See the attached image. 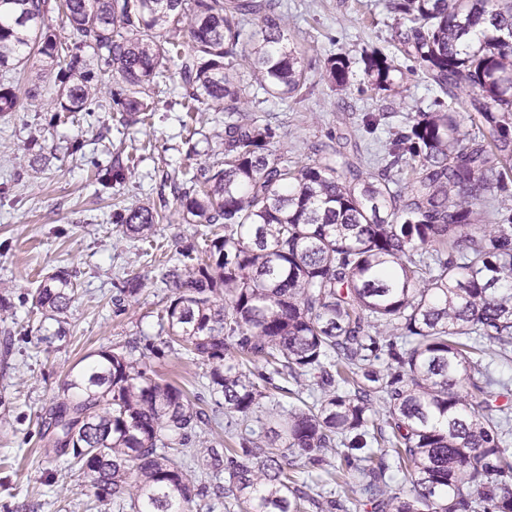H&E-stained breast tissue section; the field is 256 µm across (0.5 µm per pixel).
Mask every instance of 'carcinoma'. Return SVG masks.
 <instances>
[{
    "mask_svg": "<svg viewBox=\"0 0 512 512\" xmlns=\"http://www.w3.org/2000/svg\"><path fill=\"white\" fill-rule=\"evenodd\" d=\"M68 37L47 22V0H0V114L23 108L14 86L30 53L59 65L58 107L102 102L144 123L169 66L180 105L220 131L219 157L171 185L203 246L179 252L161 344L209 367L211 394L258 428L224 454L215 496L237 512H512V407L484 362L512 364V0H388L394 50L366 44L359 61L373 89L394 85L396 60L435 94L388 128L377 171L358 145L323 144L301 165L272 147L267 118L245 105L259 93L310 94L304 50L289 40L280 0H63ZM246 62L250 78L240 70ZM115 87L93 82L92 64ZM333 53L327 79L349 82ZM468 96L471 129L445 99ZM135 165L106 171L120 183ZM160 215L125 209L116 223L146 240ZM144 278L127 276L131 300ZM59 271L34 307L61 324L75 297ZM302 385L321 397L275 402L253 379ZM202 411L191 393L159 380L143 359L99 350L68 374L50 413L54 455L89 477L101 503L130 512H192L209 496L184 462ZM317 474L300 483V467ZM403 474L410 489L395 483ZM344 496L327 499L323 477Z\"/></svg>",
    "mask_w": 512,
    "mask_h": 512,
    "instance_id": "1",
    "label": "carcinoma"
}]
</instances>
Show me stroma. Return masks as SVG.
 Returning a JSON list of instances; mask_svg holds the SVG:
<instances>
[{"label":"stroma","mask_w":512,"mask_h":512,"mask_svg":"<svg viewBox=\"0 0 512 512\" xmlns=\"http://www.w3.org/2000/svg\"><path fill=\"white\" fill-rule=\"evenodd\" d=\"M386 2L282 0L288 36L307 50L314 91L302 101L263 103L275 148L305 164L315 160L316 144L354 138L374 156L387 132L362 131L363 113L390 112L400 122L432 106L433 94L415 75H406L393 92L371 90L357 65L345 88L325 76L329 54L355 57L366 42L389 46L394 20ZM45 66L42 58L31 59L17 82L23 109L0 116V298L9 306L0 318V512H114L95 500L82 471L48 452V412L71 368L87 354L104 348L145 357L159 379L198 395L209 417L198 430L205 446L220 449L233 440L223 402L206 389L207 366L167 350L145 352L161 334L164 261L201 241L169 183L186 168L211 163L219 141L205 115L198 135L187 138L183 114L168 92L179 82L173 70L147 124H124L119 112L104 108L65 112L50 123L54 91L37 77ZM146 141L151 150H142ZM131 154L137 167L125 182L105 187L97 181L98 171ZM139 206L164 215L148 242L124 235L115 222L118 212ZM59 271L78 284L61 326L42 321L33 306L37 288ZM133 272L144 279L140 294L116 303L123 279Z\"/></svg>","instance_id":"stroma-1"}]
</instances>
